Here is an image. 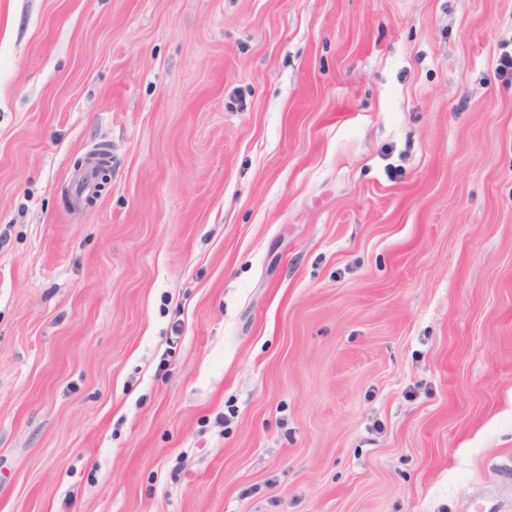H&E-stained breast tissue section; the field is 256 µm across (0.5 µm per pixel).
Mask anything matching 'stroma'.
Wrapping results in <instances>:
<instances>
[{
	"label": "stroma",
	"instance_id": "1",
	"mask_svg": "<svg viewBox=\"0 0 512 512\" xmlns=\"http://www.w3.org/2000/svg\"><path fill=\"white\" fill-rule=\"evenodd\" d=\"M505 52L512 0H0V512H512Z\"/></svg>",
	"mask_w": 512,
	"mask_h": 512
}]
</instances>
